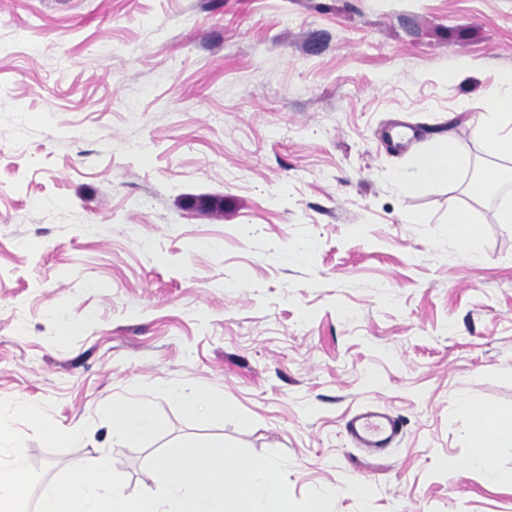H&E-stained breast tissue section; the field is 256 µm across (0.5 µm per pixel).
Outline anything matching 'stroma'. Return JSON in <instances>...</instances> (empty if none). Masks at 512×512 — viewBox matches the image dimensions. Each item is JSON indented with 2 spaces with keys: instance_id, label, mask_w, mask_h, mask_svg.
Here are the masks:
<instances>
[{
  "instance_id": "stroma-1",
  "label": "stroma",
  "mask_w": 512,
  "mask_h": 512,
  "mask_svg": "<svg viewBox=\"0 0 512 512\" xmlns=\"http://www.w3.org/2000/svg\"><path fill=\"white\" fill-rule=\"evenodd\" d=\"M509 68L512 0H0V409L31 489L108 452L154 492L197 437L283 451L335 512L348 478L376 512H512L457 409L512 414V192L479 188L476 132ZM446 143L455 180L405 195ZM129 398L165 429L113 438ZM363 409L388 447L350 439ZM448 234L456 240L462 251H468L478 235L477 226L473 224L468 211L459 210L454 214L448 225ZM346 427L360 448H384L398 431L396 421L384 413H357L347 421Z\"/></svg>"
}]
</instances>
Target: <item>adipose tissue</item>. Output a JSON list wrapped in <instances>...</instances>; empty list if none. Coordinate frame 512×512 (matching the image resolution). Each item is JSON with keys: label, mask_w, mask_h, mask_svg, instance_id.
<instances>
[{"label": "adipose tissue", "mask_w": 512, "mask_h": 512, "mask_svg": "<svg viewBox=\"0 0 512 512\" xmlns=\"http://www.w3.org/2000/svg\"><path fill=\"white\" fill-rule=\"evenodd\" d=\"M477 132L491 155L512 159V70L499 75L495 89L486 100ZM459 165L454 147L424 153L414 161L415 178L403 180L402 189L410 194L424 183L452 181ZM458 411L470 424V465L481 469L491 485L512 486V475L498 470L492 454L502 441L512 442V415H501L483 400L472 397L462 399ZM108 412L113 432L130 442L151 438L165 427L162 419L132 399L110 406ZM18 455L17 448H0V512L23 497L29 485L28 478L13 466Z\"/></svg>", "instance_id": "adipose-tissue-1"}]
</instances>
